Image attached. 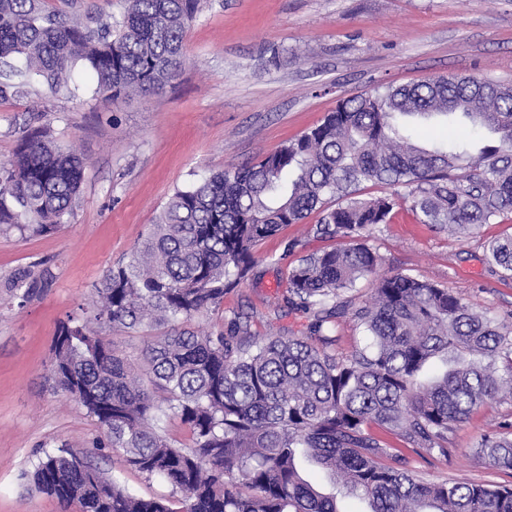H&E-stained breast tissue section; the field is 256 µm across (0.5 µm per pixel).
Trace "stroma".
Listing matches in <instances>:
<instances>
[{"label": "stroma", "mask_w": 512, "mask_h": 512, "mask_svg": "<svg viewBox=\"0 0 512 512\" xmlns=\"http://www.w3.org/2000/svg\"><path fill=\"white\" fill-rule=\"evenodd\" d=\"M185 65L162 90L106 100L84 67L72 97L49 98L39 82L0 101V163L34 127L85 160L81 194L67 224L33 235L0 229V512H64L35 490L42 449L89 452L105 433L49 377L59 324L91 309L105 272L125 261L174 189L252 162L296 137L339 99L438 76L512 82V0H201L185 34ZM307 222L255 248L254 273L192 329L228 330L235 316L251 336H303L311 311L288 303L297 259L334 247ZM512 235V221L461 238L418 223L409 208L379 225L370 244L382 272L409 273L512 318V279L485 259V246ZM30 290L26 303L16 294ZM512 422V400L477 407L448 435V456L403 450L424 480L511 484L512 473L477 455L481 434ZM110 478L144 497L170 487L131 469L121 454L94 458Z\"/></svg>", "instance_id": "35a3bbf8"}]
</instances>
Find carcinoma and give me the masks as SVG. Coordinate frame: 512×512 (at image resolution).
I'll return each instance as SVG.
<instances>
[{"instance_id": "carcinoma-1", "label": "carcinoma", "mask_w": 512, "mask_h": 512, "mask_svg": "<svg viewBox=\"0 0 512 512\" xmlns=\"http://www.w3.org/2000/svg\"><path fill=\"white\" fill-rule=\"evenodd\" d=\"M45 0H0V100L14 78L42 81L53 96L76 94L78 64L99 95L118 99L160 89L184 65V36L200 0H125L119 16H91ZM454 118L497 139L419 144L407 118ZM84 160L47 126L24 135L0 164V226L50 234L67 223ZM380 194L358 195L359 187ZM421 224L470 235L512 215V84L439 76L339 101L336 109L276 150L230 167L168 198L128 260L107 270L83 321L59 324L49 375L105 429L97 450L157 476L179 507L111 480L91 456L43 450L36 490L80 512H512V484L423 481L394 462L370 432L390 431L412 450L448 454V431L475 408L512 399V324L447 288L402 273L377 279L352 315L369 343L329 352L339 300L377 273L367 244L399 200ZM318 213L319 238L345 244L305 255L288 272V302L314 311L316 343L298 336L250 340L181 329L224 304L255 266L254 249L289 224ZM486 259L512 278V236ZM143 334L144 364L97 336L92 325ZM177 419L191 444L175 445ZM477 453L512 471V425L484 434Z\"/></svg>"}]
</instances>
